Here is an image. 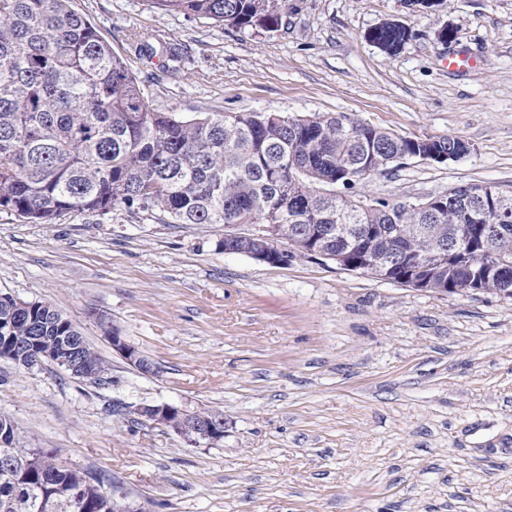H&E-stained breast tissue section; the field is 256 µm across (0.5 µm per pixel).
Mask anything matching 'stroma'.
<instances>
[{
    "label": "stroma",
    "instance_id": "1",
    "mask_svg": "<svg viewBox=\"0 0 512 512\" xmlns=\"http://www.w3.org/2000/svg\"><path fill=\"white\" fill-rule=\"evenodd\" d=\"M72 5L155 111L344 113L471 145L444 164L402 160L355 197L512 192V0L425 14L402 0H287L272 29L150 0ZM392 16L412 36L388 55L365 33ZM455 53L475 66L449 70ZM224 233L146 212L33 224L0 210V293L54 305L107 367L96 381L0 359V415L23 446L98 473L144 512H512L511 298L417 290L317 255L270 265L224 252ZM99 310L158 375L113 350ZM161 404L222 412L223 440L191 447L138 414Z\"/></svg>",
    "mask_w": 512,
    "mask_h": 512
}]
</instances>
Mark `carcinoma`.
I'll return each mask as SVG.
<instances>
[{
  "instance_id": "carcinoma-1",
  "label": "carcinoma",
  "mask_w": 512,
  "mask_h": 512,
  "mask_svg": "<svg viewBox=\"0 0 512 512\" xmlns=\"http://www.w3.org/2000/svg\"><path fill=\"white\" fill-rule=\"evenodd\" d=\"M283 0H154L166 12L235 28L276 27ZM406 38L377 27L387 47ZM276 112L186 119L150 109L136 76L71 0H0V210L34 224L116 209L157 212L165 224H282L303 244L356 261L360 272L438 292L512 297V222L493 198L464 208L439 194L431 212L410 201H370L350 216L347 190L417 150L445 154L460 138L404 137L345 114L300 126ZM331 195H320L318 187ZM343 192L336 193V187ZM468 249L448 247L463 230ZM0 296V326L45 350L79 336L52 304L13 309ZM0 429V512H112L100 479L65 467L55 453L19 445L13 421Z\"/></svg>"
}]
</instances>
